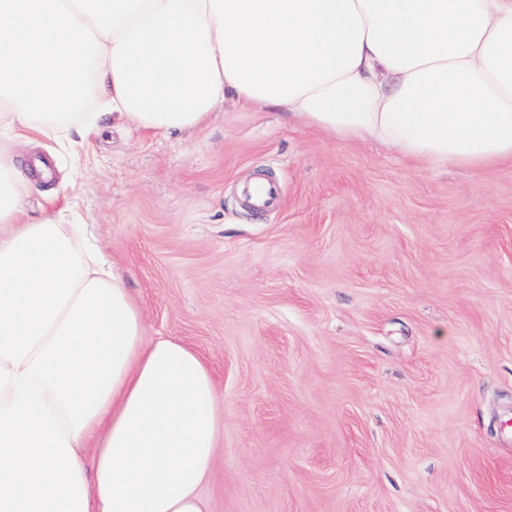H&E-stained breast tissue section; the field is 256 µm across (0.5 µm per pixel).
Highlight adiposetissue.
I'll list each match as a JSON object with an SVG mask.
<instances>
[{"label": "adipose tissue", "mask_w": 512, "mask_h": 512, "mask_svg": "<svg viewBox=\"0 0 512 512\" xmlns=\"http://www.w3.org/2000/svg\"><path fill=\"white\" fill-rule=\"evenodd\" d=\"M85 80L98 111L76 109ZM229 103L422 164H512V0H0V512H209L210 365L148 336L86 225L28 218L15 147L105 116L183 135Z\"/></svg>", "instance_id": "ef3b65f1"}]
</instances>
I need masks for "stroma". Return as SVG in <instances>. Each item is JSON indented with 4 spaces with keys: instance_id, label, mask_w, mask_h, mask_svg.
<instances>
[{
    "instance_id": "35a3bbf8",
    "label": "stroma",
    "mask_w": 512,
    "mask_h": 512,
    "mask_svg": "<svg viewBox=\"0 0 512 512\" xmlns=\"http://www.w3.org/2000/svg\"><path fill=\"white\" fill-rule=\"evenodd\" d=\"M30 217L77 209L151 336L209 361L210 512H512V166H422L278 113L20 145ZM255 178L273 210L242 196Z\"/></svg>"
}]
</instances>
